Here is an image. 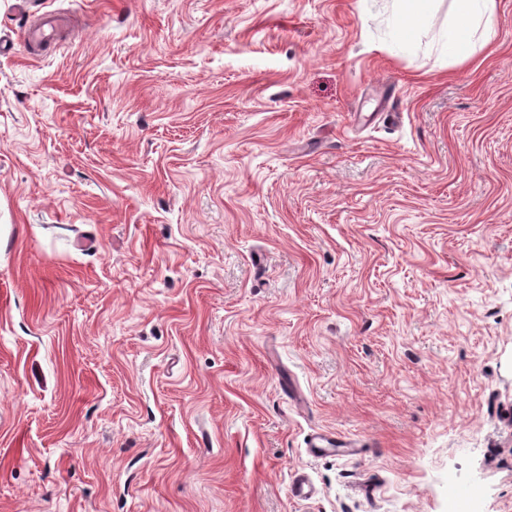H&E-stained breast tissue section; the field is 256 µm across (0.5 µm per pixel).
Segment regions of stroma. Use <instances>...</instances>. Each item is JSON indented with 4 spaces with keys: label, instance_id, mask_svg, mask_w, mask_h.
Segmentation results:
<instances>
[{
    "label": "stroma",
    "instance_id": "35a3bbf8",
    "mask_svg": "<svg viewBox=\"0 0 512 512\" xmlns=\"http://www.w3.org/2000/svg\"><path fill=\"white\" fill-rule=\"evenodd\" d=\"M15 6L0 512H512V0L461 64L444 2L404 50L387 0H31L38 58ZM66 20V15L61 13L48 16L42 24L25 30V42L29 46L53 42L58 31L66 25ZM346 440L336 433H317L312 436L307 448L312 456H320L324 453H336L344 456H359L361 447ZM483 496L484 490L482 486L463 481L455 474H449V512H481Z\"/></svg>",
    "mask_w": 512,
    "mask_h": 512
}]
</instances>
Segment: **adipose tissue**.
I'll return each instance as SVG.
<instances>
[{"label":"adipose tissue","instance_id":"ef3b65f1","mask_svg":"<svg viewBox=\"0 0 512 512\" xmlns=\"http://www.w3.org/2000/svg\"><path fill=\"white\" fill-rule=\"evenodd\" d=\"M436 3L437 0H392L394 38L403 46H412L415 21L431 17ZM495 13L496 0H452L448 17L435 36L440 52L458 63L468 60L477 47L488 45L495 39Z\"/></svg>","mask_w":512,"mask_h":512}]
</instances>
